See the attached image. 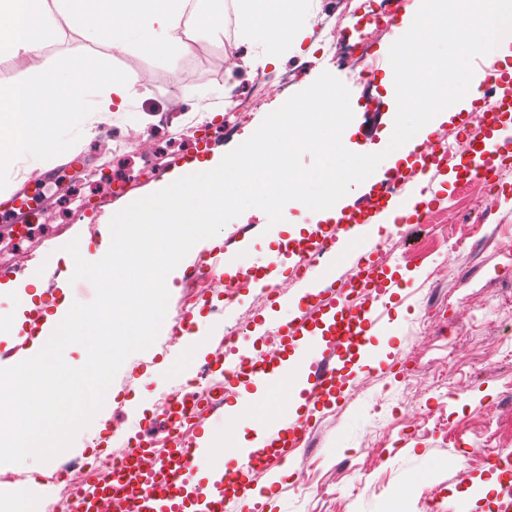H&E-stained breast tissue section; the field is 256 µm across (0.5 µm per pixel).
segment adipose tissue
I'll return each instance as SVG.
<instances>
[{
  "label": "adipose tissue",
  "instance_id": "obj_1",
  "mask_svg": "<svg viewBox=\"0 0 512 512\" xmlns=\"http://www.w3.org/2000/svg\"><path fill=\"white\" fill-rule=\"evenodd\" d=\"M298 0H238L241 36L260 38L269 63L300 45L305 23ZM0 16L10 23L0 27V58L40 56L63 29L83 32L104 43L111 52L136 49L166 57L185 50L195 31L224 27V13L201 12L191 0H0ZM51 83L39 79L0 96V125L12 131L0 133V164L12 161L18 148L41 147L57 140L59 130L84 111L83 95L90 86L102 87L98 102L100 122L124 109L134 95L129 78L121 71H105L98 58L88 66L73 69L69 58L54 62Z\"/></svg>",
  "mask_w": 512,
  "mask_h": 512
}]
</instances>
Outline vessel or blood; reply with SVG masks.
Wrapping results in <instances>:
<instances>
[{
    "instance_id": "b4317fda",
    "label": "vessel or blood",
    "mask_w": 512,
    "mask_h": 512,
    "mask_svg": "<svg viewBox=\"0 0 512 512\" xmlns=\"http://www.w3.org/2000/svg\"><path fill=\"white\" fill-rule=\"evenodd\" d=\"M405 151L420 158L418 173H398L386 179L379 192L368 195L360 203L342 207L340 231L327 234L315 230L299 241L293 257L296 268L302 269L300 278L304 297L317 296V284L307 267L312 257L335 255L336 252L357 248L354 264L362 275L363 299L348 295L344 288L331 290L325 303L303 307L298 317L284 326L282 337L300 350V362L310 373L306 383L299 386L298 397L302 414L290 423L281 420L268 422L274 430L275 450L242 448L238 456L241 466L216 471L210 488L196 495V512H256V504L243 478L255 469H264L269 477H276L277 468L284 460H296L312 427L306 410L327 397L341 396L345 380L340 365L348 350L366 348L370 335L384 316L381 290L388 282L384 275L386 260L379 255L373 241L374 228L383 226L396 212L413 206L414 210L432 208L437 196L433 181L444 175L448 161L439 138L423 141L410 139ZM512 156V98L500 99L489 112L477 144L465 153L456 166V178L461 183L473 180L490 181L499 177L501 161ZM331 320V347H323L312 336L317 322ZM209 449L184 444L179 436H172L171 449L166 458L157 463L151 473L140 482L142 512H178V502L185 494V471L207 464Z\"/></svg>"
}]
</instances>
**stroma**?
<instances>
[{
    "label": "stroma",
    "mask_w": 512,
    "mask_h": 512,
    "mask_svg": "<svg viewBox=\"0 0 512 512\" xmlns=\"http://www.w3.org/2000/svg\"><path fill=\"white\" fill-rule=\"evenodd\" d=\"M368 0H301L306 38L289 49L280 69L296 75L293 91L310 86L330 72L350 91L353 119L342 142L351 152L384 150L393 128L396 105L389 98V50L402 36L406 18L373 49L376 66L370 83L350 75L321 54L324 38L318 22L348 10L344 21L352 42H359V21ZM243 61L235 74L224 70L225 50ZM105 49L81 32L67 30L38 57L0 60V96L35 76L52 79L56 56L74 61ZM260 40H242L235 0H224V32L195 34L189 51L159 59L132 51L113 60L134 86L126 107L108 125L119 153H104L93 112L69 123L59 134L60 156L44 167L35 148L19 149L14 164L0 166V191L36 207L29 217L24 257H17L11 227L0 222V265L23 259L13 287L0 288V315L21 316L23 331L34 336L31 313L53 312L60 302L88 303L95 289L88 280H72L59 249L76 238L82 257L100 260L111 242L105 220L129 200L158 191L171 173L202 154L227 151L247 140L263 119L284 102L276 97L246 118L243 130L224 133L226 86L249 93L263 64ZM216 109L207 143L183 133L182 112L198 103ZM168 115L157 124L156 113ZM503 187L491 208L481 207L482 182L455 184L448 176L435 182L439 202L429 220L406 228L387 269L392 281L383 299L388 321L372 338L374 365H361L349 376V390L336 402L318 407L316 425L290 474L270 486L266 476L253 478L259 488L257 512H428L427 498L441 512H452L461 492H469V512H497L501 485L482 492L489 480L487 458L512 449V159L502 175ZM293 221L270 224L258 208L228 221L214 239L196 243L173 270L167 314H194L195 330L170 346L171 324L163 322L154 344L130 355L109 387L103 408L81 431L62 460L95 463L116 445L112 426L137 435L145 432L153 448H163L170 426L155 402L175 392L188 378L206 372L223 379L224 366L213 349L225 330H238L240 353L254 354L299 312L300 291L258 303L261 286L242 292L233 303L204 299V276L214 246L227 248L239 271L267 268L268 285L295 274L279 253L294 235V222L313 224L315 215L299 202L288 204ZM449 396H441L440 383ZM272 394L264 385L237 381L222 407L207 420L187 427V442L220 438L221 462L233 466L235 444L261 432L272 416ZM54 462L34 459L0 464V512H12L18 492H26L37 512H45L58 487L51 481Z\"/></svg>",
    "instance_id": "obj_1"
}]
</instances>
